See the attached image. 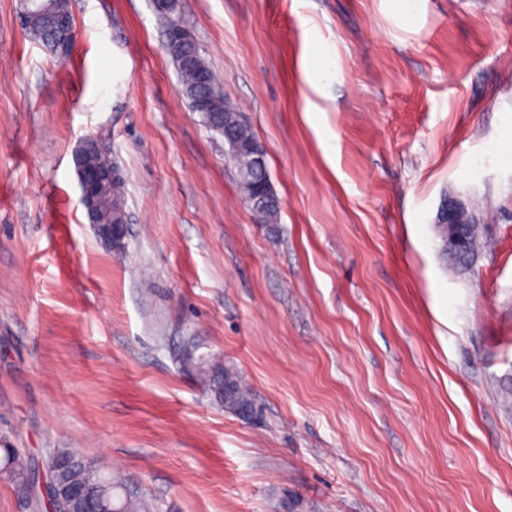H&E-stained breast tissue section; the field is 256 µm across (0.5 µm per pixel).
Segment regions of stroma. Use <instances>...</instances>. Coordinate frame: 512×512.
<instances>
[{
    "mask_svg": "<svg viewBox=\"0 0 512 512\" xmlns=\"http://www.w3.org/2000/svg\"><path fill=\"white\" fill-rule=\"evenodd\" d=\"M178 3L279 219L154 0H69L64 56L0 0V448L79 451L172 512H512V0ZM88 137L125 181L120 249L78 202ZM189 338L255 417L181 367ZM167 38L165 48L176 67L182 85V91L188 99L193 111L199 113L204 126H207L209 129L219 133L221 136H224V144L228 146V155L231 158L230 160L236 164L239 171L240 185H242V188H240L244 202L253 214L255 221L258 224L277 223L279 218V208L271 207L264 212H258L253 210L250 203L253 189L251 188V184L246 175L247 171L253 164L252 157L254 154H251L248 148L259 145L251 126L248 123L246 124L235 120L231 114L227 113L236 112L231 105L230 107L232 111L224 109V93L222 91V87L214 71L202 58L198 44L190 45L180 43L178 38ZM186 54L197 56L200 63L207 68L209 79L216 91L215 94H212L207 99L202 109L195 107L200 85L197 83L194 71L184 65V57ZM225 134L230 135L235 141H237L244 148V151L233 148L230 141L225 138ZM468 210L463 203H456L447 206L440 212V218L442 220V226L437 224L439 236L443 242V254L448 261V252H452L458 249L462 244V239L457 231L458 226L461 224L460 219L466 217L463 224H465L464 229V246L462 250L458 253L457 258L449 262L450 265L456 267H463L468 264L469 261L474 256V252L477 248L478 240H479V229L477 224H473V220L471 217H468ZM448 221L447 224H443ZM447 225L448 227V240H447V227L443 226ZM447 241V247H446Z\"/></svg>",
    "mask_w": 512,
    "mask_h": 512,
    "instance_id": "35a3bbf8",
    "label": "stroma"
}]
</instances>
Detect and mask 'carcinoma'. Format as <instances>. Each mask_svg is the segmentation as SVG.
<instances>
[{
	"label": "carcinoma",
	"mask_w": 512,
	"mask_h": 512,
	"mask_svg": "<svg viewBox=\"0 0 512 512\" xmlns=\"http://www.w3.org/2000/svg\"><path fill=\"white\" fill-rule=\"evenodd\" d=\"M52 2H54V6L48 12L33 8L29 4L26 5L27 15L23 24V30L32 40L51 48L56 46L58 41L65 38L68 33L74 32L68 0H52ZM165 48L176 67L182 91L190 106L193 107V111L199 113L202 123L222 136L225 134L231 136L243 147V150L240 151L234 148L229 140H224V144L228 146V155L239 171L244 202L247 205L250 204L253 189L248 181L247 171L253 164V154L248 151V148L258 145L251 126L235 120L224 109V93L216 74L211 69L208 70V74L215 94L207 99L203 108L195 107L200 85L197 83L194 71L184 65V57L187 54L201 56L198 45L185 44L179 42L177 38H169ZM81 158L105 168L112 166L108 149L104 146L83 152ZM109 195L112 196V204L105 203L97 210L96 222L98 223L109 224L114 220H122L120 207L124 197V183L120 176L117 175L112 179ZM464 224V246L457 258L450 262V265L456 267H463L471 261L479 240L478 225L468 218L464 220ZM195 352L194 341L190 338L187 339L182 362L195 365L208 389L216 388L222 391L227 387L232 391L235 402L253 406L252 394L236 370L224 365L221 359L213 354L197 356ZM54 453L79 463L77 469L63 472L62 478L65 480L78 479L85 485L87 512H112V510L120 508L125 509L126 512H168V506L163 501L148 498L141 492L128 487L120 477L104 471L79 452L58 448L54 450ZM0 463L7 468L8 476L15 485L28 483L31 459L19 449H1Z\"/></svg>",
	"instance_id": "obj_1"
}]
</instances>
